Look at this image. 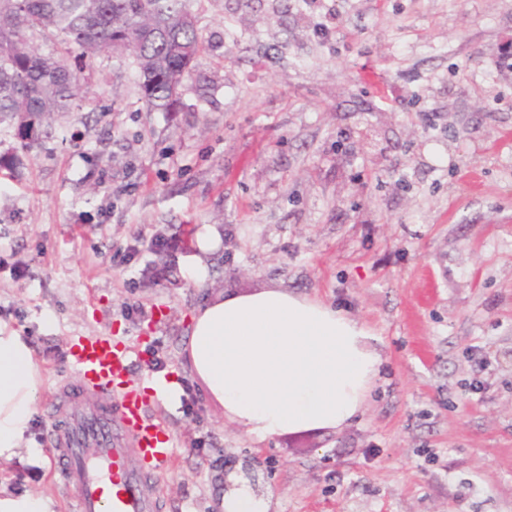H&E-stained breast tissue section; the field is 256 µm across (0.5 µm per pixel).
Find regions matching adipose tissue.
<instances>
[{
  "mask_svg": "<svg viewBox=\"0 0 512 512\" xmlns=\"http://www.w3.org/2000/svg\"><path fill=\"white\" fill-rule=\"evenodd\" d=\"M191 321V373L229 421L259 439L348 424L381 364L368 328L285 288L213 296ZM37 393L29 345L0 326V459L24 448Z\"/></svg>",
  "mask_w": 512,
  "mask_h": 512,
  "instance_id": "ef3b65f1",
  "label": "adipose tissue"
}]
</instances>
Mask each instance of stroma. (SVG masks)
Masks as SVG:
<instances>
[{
	"label": "stroma",
	"mask_w": 512,
	"mask_h": 512,
	"mask_svg": "<svg viewBox=\"0 0 512 512\" xmlns=\"http://www.w3.org/2000/svg\"><path fill=\"white\" fill-rule=\"evenodd\" d=\"M188 7L205 49L170 112L128 60L42 46L81 66L86 104L0 168V324L41 372L29 447L66 420L46 393L73 377L67 338L108 333L140 341L134 380L159 359L184 389L158 406L181 442L144 487L158 512H219L228 475L268 512H512V0ZM157 234L175 244L160 280L142 274ZM263 286L372 331L381 371L342 429L254 439L190 374L193 310ZM0 487L70 512L27 454Z\"/></svg>",
	"instance_id": "stroma-1"
}]
</instances>
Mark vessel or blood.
<instances>
[{
	"instance_id": "b4317fda",
	"label": "vessel or blood",
	"mask_w": 512,
	"mask_h": 512,
	"mask_svg": "<svg viewBox=\"0 0 512 512\" xmlns=\"http://www.w3.org/2000/svg\"><path fill=\"white\" fill-rule=\"evenodd\" d=\"M136 353L104 334L67 339L75 376L51 403L68 407L69 419L46 433L45 453L60 469L76 512H155L142 487L178 445L150 406L168 398V377L146 373L154 385L153 397H146L129 377Z\"/></svg>"
}]
</instances>
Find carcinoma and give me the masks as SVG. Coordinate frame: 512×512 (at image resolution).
<instances>
[{
  "label": "carcinoma",
  "instance_id": "cac0c4a2",
  "mask_svg": "<svg viewBox=\"0 0 512 512\" xmlns=\"http://www.w3.org/2000/svg\"><path fill=\"white\" fill-rule=\"evenodd\" d=\"M187 0H0V125L28 152L51 134L55 116L80 108L81 71L40 43L74 45L88 59L127 48L150 111L166 112L176 101L181 76L170 68L172 49L191 59L203 37ZM131 40L123 47L118 40Z\"/></svg>",
  "mask_w": 512,
  "mask_h": 512
}]
</instances>
